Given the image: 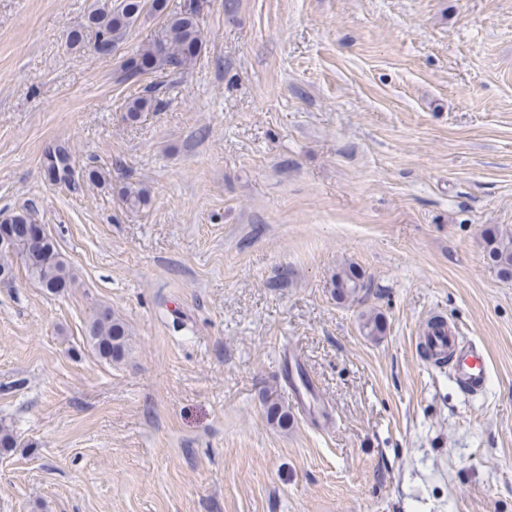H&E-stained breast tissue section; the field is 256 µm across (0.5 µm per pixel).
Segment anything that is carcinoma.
<instances>
[{
  "label": "carcinoma",
  "instance_id": "carcinoma-1",
  "mask_svg": "<svg viewBox=\"0 0 512 512\" xmlns=\"http://www.w3.org/2000/svg\"><path fill=\"white\" fill-rule=\"evenodd\" d=\"M201 4L188 0L178 11L168 10L167 0H103L89 16V26L95 34L93 49L109 54L141 15L154 12L163 16L164 35L157 41L140 47L126 58L113 73L114 82L123 84L158 70L185 72L200 55L203 30L200 25ZM160 102L149 94L136 96L126 105V119L135 122L146 112H156ZM73 170L72 155L60 145L47 155V171L56 182H69ZM119 197L129 209H138L148 201V191L141 185L128 183L120 188ZM9 223L20 240L15 250L0 248V275L15 278L14 261L21 260L28 275L50 294H60L71 287L74 276L53 240L34 233L32 219L19 213L9 217ZM489 260L500 272L512 278V237L495 234L485 240ZM333 293L340 300L360 302L371 292V279L354 263H344L332 276ZM360 329L364 336L377 340L385 332L381 311L372 307L361 312ZM89 338L99 357L114 361L125 352L128 331L126 325L112 313L104 311L92 321ZM268 421L288 428L292 414L279 399L265 400Z\"/></svg>",
  "mask_w": 512,
  "mask_h": 512
}]
</instances>
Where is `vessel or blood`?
<instances>
[{
	"label": "vessel or blood",
	"instance_id": "1",
	"mask_svg": "<svg viewBox=\"0 0 512 512\" xmlns=\"http://www.w3.org/2000/svg\"><path fill=\"white\" fill-rule=\"evenodd\" d=\"M417 345L428 354L429 363L449 359L454 382L465 392L483 391L488 367L484 352L477 344L467 341L456 325L449 321L440 325H424L417 338Z\"/></svg>",
	"mask_w": 512,
	"mask_h": 512
}]
</instances>
